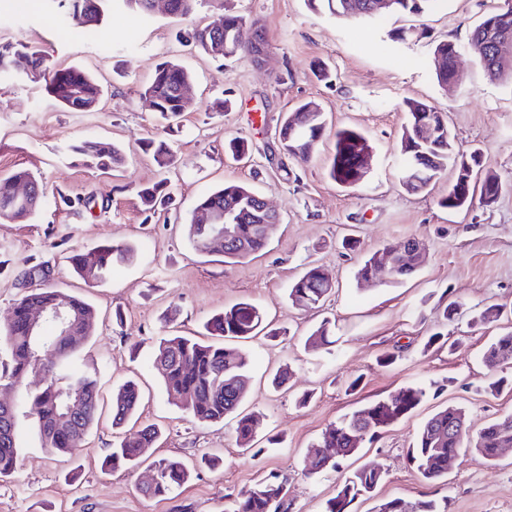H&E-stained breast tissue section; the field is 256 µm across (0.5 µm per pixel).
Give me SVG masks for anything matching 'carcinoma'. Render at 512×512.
<instances>
[{
	"instance_id": "1",
	"label": "carcinoma",
	"mask_w": 512,
	"mask_h": 512,
	"mask_svg": "<svg viewBox=\"0 0 512 512\" xmlns=\"http://www.w3.org/2000/svg\"><path fill=\"white\" fill-rule=\"evenodd\" d=\"M61 11L64 20L73 28L86 32L96 30L107 18L115 0H50ZM308 7L319 11L327 5L329 12L340 18L379 20L387 16L418 14L430 8L437 0H392L387 10L372 12L375 0H306ZM496 19L500 26L512 29V16L494 8L485 13L473 27L469 46L487 54L480 28ZM224 21L230 29L235 54L249 56L253 52V40L249 21L240 15L226 14ZM191 39L203 50L208 45L224 41V32L208 27L193 30ZM459 46L453 41L438 43L432 54L444 57L446 68L434 70L437 83L448 85V68L455 62ZM9 71L18 77L29 78L33 72L41 75L40 82L55 101L70 112H93L99 106L103 89L99 82L84 70L53 63L39 46L29 42L0 43V71ZM192 83V74L180 63L167 60L158 64L149 84L140 93V101L146 111L159 115L170 122L180 116L177 103L179 90ZM408 121L401 134V172H406L410 159L418 153L419 143L415 138L421 122H430L442 133L419 158L417 178L425 185L450 167L462 162L464 156L448 147V125L442 113L421 102L407 103ZM325 127L323 112L309 101L286 113L278 131V138L285 154L307 162L316 152ZM370 145L360 133L341 129L336 131L335 150L330 159L329 175L339 184L352 186L358 181V161ZM74 152L85 156L97 168L110 170L120 166L124 160L121 149L110 142L91 140L74 147ZM467 173L456 170L452 191L441 198L444 208H460L479 199L490 206L498 198L491 184L500 182L497 175L486 172L479 175V152L470 154ZM26 181L32 186L33 202L21 209L11 208L12 185L15 181ZM162 184L143 187L137 191L142 210H155L161 200ZM253 188L239 183H227L203 197L191 215L190 234L195 250L209 255L224 256L227 262H238L262 252L268 237L262 225L269 216L262 210ZM47 189L40 176L31 170L18 167L7 176H0V223H25L33 218L47 201ZM245 221L237 225V243L224 244L223 238L207 239L208 227L197 223L201 213L222 212L239 206ZM133 249L126 245L105 244L90 260L87 254L73 249L69 261L75 273L87 285L105 280L112 272L114 262L127 260ZM422 265V255L409 252L398 259L393 275L397 283L412 276ZM47 260H33L21 272L22 281H31L32 289L14 303L5 333H0V344L7 351V360L0 366V382L26 389L29 415L34 419L42 443L59 452L70 453L81 447L84 437L93 424L98 411V382L93 373L78 362L80 345L94 336L97 329V314L94 307L83 297L53 288L41 280L50 273ZM326 270L320 266L309 268L289 289L292 302H307L315 307L325 302L335 285H324ZM59 304L68 306L73 315L71 335L62 336L56 328L46 325L40 336L31 338L28 328V311L33 306L52 308ZM262 315L251 303L240 302L214 316L206 330L213 336H221L226 344L208 343L203 340L172 336L162 340L158 346L155 366L161 376L166 394L181 398L200 422H218L226 418L235 421V433L239 447L252 448L256 437L258 419L241 412L246 396L244 372L248 366L246 355L227 342L250 339L261 331ZM328 322L321 323L306 338V344L316 349L327 342ZM482 364L486 369L485 390L496 392L504 383L497 377L504 366L512 364V331H504L493 338L484 350ZM78 393L84 403L71 425L61 424L66 414L68 393ZM426 390L409 385L397 392V397H388L362 405L350 416L332 423L322 431L312 445L314 456L307 457L305 470L310 475L341 467V460L359 453L365 442H371L391 424L413 412L423 401ZM141 402L138 386L128 381L118 387L112 403V422L120 425L132 417ZM465 414L461 409L448 406L428 417L419 428L409 448L410 461L421 476L433 483L448 474V457L469 447L488 462L498 460L501 455V437L512 435V414L494 419L483 427L476 438L467 434ZM158 435L156 428L148 426L137 437L120 442L107 456V461L116 465L136 462L143 449L150 447ZM328 448H339L341 454L330 458ZM19 447L16 443V412L0 406V476L15 471ZM190 470L180 460L164 458L156 464L153 482L143 492L153 497H164L176 486L185 483ZM380 469L364 463L343 477L336 495L326 503L324 512H349L350 505L358 498L370 496L382 482ZM232 497L228 512H290L287 480L277 476ZM374 512H448V497L404 498L393 497L381 500Z\"/></svg>"
}]
</instances>
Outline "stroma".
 <instances>
[{"instance_id": "stroma-1", "label": "stroma", "mask_w": 512, "mask_h": 512, "mask_svg": "<svg viewBox=\"0 0 512 512\" xmlns=\"http://www.w3.org/2000/svg\"><path fill=\"white\" fill-rule=\"evenodd\" d=\"M493 0H437L419 15L381 21L339 20L310 10L305 0H201L184 18L141 15L119 7L93 35L60 23L47 0H0V41L31 42L64 66H77L102 85V108L69 112L42 85L0 75V174L18 167L40 172L48 192L94 196L97 207L79 213L44 207L26 224H0V327L24 294L19 272L29 256L49 260L54 287L84 296L95 307V336L80 350L95 370L99 409L82 447L65 454L43 447L28 413L23 388L0 384V401L17 410L20 458L13 476L0 478V512H224L225 496L271 475L287 477L291 512H322L335 496L341 473L310 478L306 454L322 431L361 405L411 383L427 396L410 416L387 428L361 450L379 466L383 482L373 498L351 512H373L394 496L447 497L448 512H512V454L490 464L462 449L447 477L425 482L407 450L421 424L437 409L466 412L477 434L492 419L512 414V392L478 388L480 356L491 336L512 327V81H489L469 52L459 62L454 90H443L431 64L442 41L466 46L472 26ZM233 13L258 21L268 43L263 65L246 57H212L186 37L193 29ZM169 59L193 75L195 101L179 124L166 126L139 100L156 65ZM326 64L327 77L314 73ZM230 100L227 112L212 110ZM427 103L446 115L456 150L483 152L486 170L500 176L492 206L442 208L454 178L446 173L424 193L411 194L398 178L406 100ZM302 101L327 115L317 153L305 164L285 154L278 128ZM362 132L373 152L367 179L353 187L329 176L335 132ZM246 139L240 161L225 153L231 138ZM87 140L116 144L124 163L104 173L74 148ZM164 140L175 163L162 172L150 141ZM167 178L170 201L152 217L141 211L137 191ZM227 183L253 186L282 222L268 247L238 263L201 256L188 238L197 201ZM422 241L427 261L400 283H357L363 257L408 239ZM129 244L132 261L117 263L107 281L88 287L74 273L71 249ZM312 264L327 268L336 290L324 307L293 304L288 290ZM460 319L445 321L449 302ZM250 302L284 336L240 343L246 354L248 395L243 410L259 420L254 453L237 444L232 420L201 423L168 398L154 367L157 343L167 335L197 336L224 308ZM498 321L467 322L486 308ZM331 321L327 345L304 346L309 330ZM456 346L428 345L433 333ZM400 358L384 367L378 358L392 347ZM289 369L286 389L269 385ZM134 380L142 394L136 419L112 426L116 388ZM161 435L134 469L106 470L105 458L119 437L147 425ZM215 456V467L201 457ZM175 458L191 470L187 482L163 498L141 492L152 461Z\"/></svg>"}]
</instances>
